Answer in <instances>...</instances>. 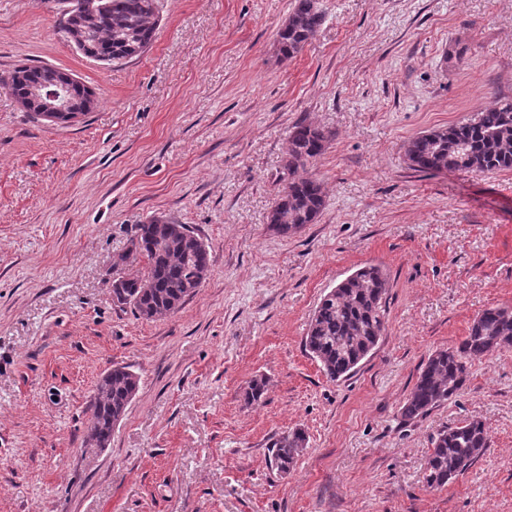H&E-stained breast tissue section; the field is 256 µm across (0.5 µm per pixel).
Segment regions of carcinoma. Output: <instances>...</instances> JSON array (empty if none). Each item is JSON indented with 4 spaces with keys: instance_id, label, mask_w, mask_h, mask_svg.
Listing matches in <instances>:
<instances>
[{
    "instance_id": "obj_1",
    "label": "carcinoma",
    "mask_w": 512,
    "mask_h": 512,
    "mask_svg": "<svg viewBox=\"0 0 512 512\" xmlns=\"http://www.w3.org/2000/svg\"><path fill=\"white\" fill-rule=\"evenodd\" d=\"M71 5L74 9L66 14L62 32L67 35L70 26H78L89 53L121 61L140 55L155 39L160 0H71ZM324 21L318 0H295L277 33L280 55L297 56ZM36 71L35 65L14 68V92L26 94ZM330 138L329 131L310 124L292 127L283 159L288 196H278L268 216L275 233L286 237L320 215L325 206L322 185L305 173ZM406 158L413 170L426 174L512 169V98H503L461 123L412 138ZM131 252L146 259L145 271L118 278L122 287L112 289V302L131 307L146 320L177 312L211 272L208 245L188 225L167 217L135 225ZM387 292L383 271L365 266L323 296L310 320L304 347L328 379L350 375L376 348L385 329ZM506 346H512V308L483 310L457 346L428 356L400 408L402 422L418 421L448 402L464 386L470 360ZM139 382L138 374L127 365L114 366L100 378L89 405L88 445L100 449L110 445L112 431L124 419ZM306 444L300 428L275 434L267 447L270 467L289 472ZM487 448L489 427L479 419H466L440 431L426 459L428 487L447 486L468 472Z\"/></svg>"
}]
</instances>
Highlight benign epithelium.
<instances>
[{
    "label": "benign epithelium",
    "instance_id": "7a95c632",
    "mask_svg": "<svg viewBox=\"0 0 512 512\" xmlns=\"http://www.w3.org/2000/svg\"><path fill=\"white\" fill-rule=\"evenodd\" d=\"M25 109H36L51 124L75 122L95 104L93 93L77 78L56 68L32 83L30 94L17 98Z\"/></svg>",
    "mask_w": 512,
    "mask_h": 512
}]
</instances>
